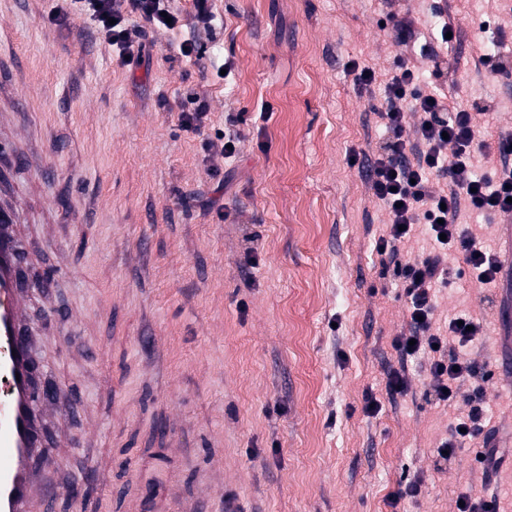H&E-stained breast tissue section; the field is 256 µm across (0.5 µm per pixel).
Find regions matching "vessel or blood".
I'll return each instance as SVG.
<instances>
[{
  "mask_svg": "<svg viewBox=\"0 0 512 512\" xmlns=\"http://www.w3.org/2000/svg\"><path fill=\"white\" fill-rule=\"evenodd\" d=\"M17 229L16 210L0 207V512H27L43 492L31 463L42 446L43 418L31 401L38 372Z\"/></svg>",
  "mask_w": 512,
  "mask_h": 512,
  "instance_id": "1",
  "label": "vessel or blood"
}]
</instances>
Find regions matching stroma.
I'll return each mask as SVG.
<instances>
[{
  "label": "stroma",
  "instance_id": "stroma-1",
  "mask_svg": "<svg viewBox=\"0 0 512 512\" xmlns=\"http://www.w3.org/2000/svg\"><path fill=\"white\" fill-rule=\"evenodd\" d=\"M430 5L213 0L201 59L179 52L189 29H151L142 63L124 66L84 38L83 18L50 23L53 0H0V163L13 165L0 204L23 214L26 320L61 397L38 406L54 501L35 512H457L484 489L512 512V374L496 368L512 352V285L466 274L437 308L483 324L462 355L494 369L505 462L485 482L472 448L437 457L464 402L426 400V355L402 365L392 347L409 318L375 249L388 213L360 168L384 133V87L355 85L349 66L391 72L393 12L426 38L452 23L442 92L491 106L493 132H512V75L479 60L512 49V0H442L438 18ZM192 87L209 104L198 132L179 122ZM237 113V155L209 158ZM457 221L497 250L512 232V214ZM398 366L411 390L392 399ZM418 478L421 494L390 506ZM86 480L83 499L67 495Z\"/></svg>",
  "mask_w": 512,
  "mask_h": 512
}]
</instances>
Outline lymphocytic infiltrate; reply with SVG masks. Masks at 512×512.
I'll return each instance as SVG.
<instances>
[{
  "label": "lymphocytic infiltrate",
  "mask_w": 512,
  "mask_h": 512,
  "mask_svg": "<svg viewBox=\"0 0 512 512\" xmlns=\"http://www.w3.org/2000/svg\"><path fill=\"white\" fill-rule=\"evenodd\" d=\"M73 15L85 19L91 42L108 48L120 61L141 57L148 28L192 29L193 37L182 42L191 55L197 50L198 34L209 36L216 28L212 0H192L188 9L180 6L179 0H64L50 12L49 19L63 25ZM394 27L395 69L384 84V100L375 110L386 136L367 163L371 189L390 216L376 248L394 261L409 313V328L394 338L393 347L403 362L429 354L426 397L443 402L461 397L469 407L466 417L450 425L440 451L452 457L463 445H477V460L484 473L491 474L503 462L492 443L487 414L486 384L491 373L483 365L460 360L455 352L456 347L473 344L482 335L483 325L465 315L449 318L442 330L436 327L434 317L437 293L448 284L444 261L449 250L462 252L479 283L498 279V255L462 229L456 219L464 210L512 213V136L495 143L499 164L493 175H477L473 154L488 147L480 126L472 113L453 99L422 88L420 74L408 59L418 40L413 20L397 19ZM411 111L419 113L420 121L409 140L405 131ZM439 177L448 179V190L436 188L434 181ZM419 225L425 226L431 249L411 261L399 262L401 249ZM464 381L470 384L465 393L460 390Z\"/></svg>",
  "instance_id": "f902f5d3"
}]
</instances>
